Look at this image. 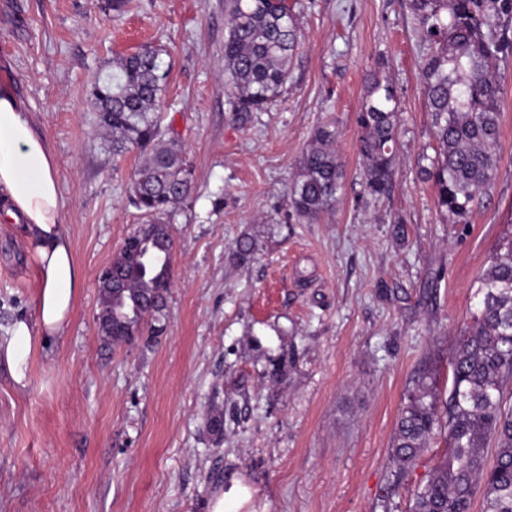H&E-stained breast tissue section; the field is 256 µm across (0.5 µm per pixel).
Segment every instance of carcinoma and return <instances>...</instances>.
I'll return each instance as SVG.
<instances>
[{
  "label": "carcinoma",
  "mask_w": 512,
  "mask_h": 512,
  "mask_svg": "<svg viewBox=\"0 0 512 512\" xmlns=\"http://www.w3.org/2000/svg\"><path fill=\"white\" fill-rule=\"evenodd\" d=\"M410 7L423 46L421 78L436 141L435 156L420 170L432 182L438 207L466 224L500 161L497 63L512 53V40L498 28L503 16H512V0H411ZM225 8L229 111L261 112L290 76L300 39L293 9L288 0H226ZM164 85L158 53L142 49L91 87L94 123L112 131V156L138 153L132 202L152 216L112 259L124 287L112 292L100 286L101 309L112 310V322L100 327L109 342L134 339L148 319L160 322L171 286L173 239L162 215L190 195L191 185L173 131L161 125ZM356 125L363 193L381 196L392 180L400 112L398 91L379 70L369 76ZM335 139L334 128L314 132L288 191L294 213L310 223L333 208L341 189ZM254 249L253 240L241 239L233 257L246 264ZM477 294L472 322L450 357L445 403L427 369L404 396L393 448L399 471L417 465L435 429H443L448 441L429 479L414 492L409 512H472L478 494L481 512H512V407L504 402L512 384V239L479 276ZM207 431L214 443L222 441L224 408L217 404L211 405Z\"/></svg>",
  "instance_id": "1"
}]
</instances>
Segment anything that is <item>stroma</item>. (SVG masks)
I'll use <instances>...</instances> for the list:
<instances>
[{"label": "stroma", "instance_id": "1", "mask_svg": "<svg viewBox=\"0 0 512 512\" xmlns=\"http://www.w3.org/2000/svg\"><path fill=\"white\" fill-rule=\"evenodd\" d=\"M0 0V83L29 109L66 201L83 275L61 338L0 354V512H209L241 481L249 512H409L447 443L435 432L398 475L397 420L416 372L448 392L449 359L478 278L512 236V55L503 58L500 163L469 223L441 212L418 166L434 145L410 0H288L300 44L263 112H232L225 0ZM167 72L163 125L192 171L166 220L172 285L159 331L105 345L97 275L148 216L92 121L95 79L140 48ZM400 93L388 194L361 196L355 116L375 69ZM335 123L336 205L313 224L288 188L316 127ZM256 259L232 258L236 240ZM39 262L0 218V343L34 323ZM223 405L224 441L206 430Z\"/></svg>", "mask_w": 512, "mask_h": 512}]
</instances>
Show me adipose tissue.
<instances>
[{
    "instance_id": "ef3b65f1",
    "label": "adipose tissue",
    "mask_w": 512,
    "mask_h": 512,
    "mask_svg": "<svg viewBox=\"0 0 512 512\" xmlns=\"http://www.w3.org/2000/svg\"><path fill=\"white\" fill-rule=\"evenodd\" d=\"M65 201L53 157L33 131L30 114L9 86H0V212L21 224L37 251L40 291L34 323L19 322L4 350L7 359L35 336L66 335L82 287L69 236L62 228Z\"/></svg>"
}]
</instances>
